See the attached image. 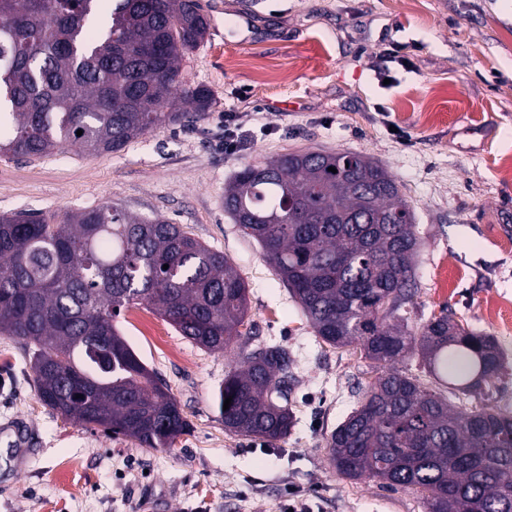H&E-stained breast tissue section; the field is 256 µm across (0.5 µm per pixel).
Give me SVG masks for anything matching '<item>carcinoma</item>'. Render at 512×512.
<instances>
[{
    "label": "carcinoma",
    "instance_id": "1",
    "mask_svg": "<svg viewBox=\"0 0 512 512\" xmlns=\"http://www.w3.org/2000/svg\"><path fill=\"white\" fill-rule=\"evenodd\" d=\"M207 29L198 0H0V147L29 158L69 144L110 153L204 116L210 90L186 84L181 62ZM224 210L262 246L316 335L360 346L381 369L331 436L337 473L417 491L427 512H512V416L456 406L392 370L417 351L437 382L466 395L503 360L494 337L445 313L416 331L400 314L418 239L397 179L359 152H293L238 171ZM131 305L207 351L240 343V369L216 397L224 430L287 435L292 360L282 346L243 341L247 287L223 253L115 205L56 224L0 215V335L24 343L39 401L142 448H171L188 423L114 325Z\"/></svg>",
    "mask_w": 512,
    "mask_h": 512
}]
</instances>
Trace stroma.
Instances as JSON below:
<instances>
[{"label":"stroma","instance_id":"obj_1","mask_svg":"<svg viewBox=\"0 0 512 512\" xmlns=\"http://www.w3.org/2000/svg\"><path fill=\"white\" fill-rule=\"evenodd\" d=\"M209 29L182 73L212 107L117 152L68 146L0 154V214L64 217L110 203L160 216L224 253L248 288L259 342L293 359V425L279 441L225 432L215 396L238 348L193 344L134 305L120 334L167 386L190 426L172 449L64 420L37 398L21 343L0 336V427L25 428L28 465L0 477V512H426L420 492L341 477L336 427L376 372L357 346L324 343L260 244L224 210L244 166L295 151L360 152L396 176L421 245L408 324L448 313L493 336L503 366L461 405L512 414V0H199ZM398 50L390 78L379 59ZM250 112L253 138L224 150V115Z\"/></svg>","mask_w":512,"mask_h":512}]
</instances>
